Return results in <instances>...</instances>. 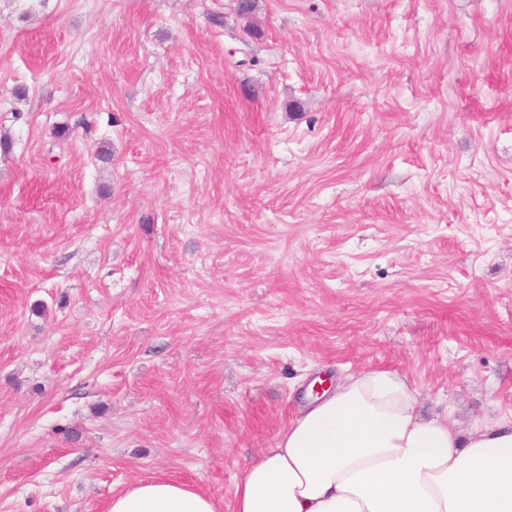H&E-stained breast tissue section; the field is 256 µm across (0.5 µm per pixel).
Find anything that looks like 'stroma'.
<instances>
[{"mask_svg":"<svg viewBox=\"0 0 512 512\" xmlns=\"http://www.w3.org/2000/svg\"><path fill=\"white\" fill-rule=\"evenodd\" d=\"M0 0V512L230 499L396 370L512 421V0ZM108 512H224V501L176 480L149 478L112 495Z\"/></svg>","mask_w":512,"mask_h":512,"instance_id":"1","label":"stroma"}]
</instances>
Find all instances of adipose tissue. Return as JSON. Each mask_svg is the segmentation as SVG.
Segmentation results:
<instances>
[{"mask_svg": "<svg viewBox=\"0 0 512 512\" xmlns=\"http://www.w3.org/2000/svg\"><path fill=\"white\" fill-rule=\"evenodd\" d=\"M108 512H512V424L459 438L421 416L406 376L363 371L255 455L231 505L149 478L113 495Z\"/></svg>", "mask_w": 512, "mask_h": 512, "instance_id": "adipose-tissue-1", "label": "adipose tissue"}]
</instances>
